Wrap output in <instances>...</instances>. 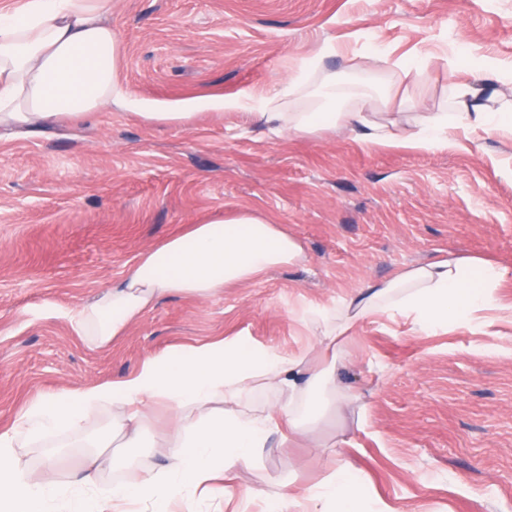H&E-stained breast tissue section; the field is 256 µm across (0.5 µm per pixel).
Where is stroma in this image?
Returning a JSON list of instances; mask_svg holds the SVG:
<instances>
[{
	"instance_id": "35a3bbf8",
	"label": "stroma",
	"mask_w": 512,
	"mask_h": 512,
	"mask_svg": "<svg viewBox=\"0 0 512 512\" xmlns=\"http://www.w3.org/2000/svg\"><path fill=\"white\" fill-rule=\"evenodd\" d=\"M116 77L128 108L31 130L0 129V428L31 398L132 373L147 355L244 334L295 348L288 313L327 302L448 253L504 268L512 303V140L480 136L454 152L370 148L340 132L274 135L256 101L318 71L414 88L420 112L448 105L450 77L512 88V0H112ZM349 54L321 55L324 43ZM413 66H367L373 50ZM318 59V71L302 70ZM458 59L449 70V59ZM187 108L183 125L141 115ZM256 211L303 243L305 264L222 297L162 299L112 345L75 336L71 312L111 287L137 258L193 224ZM451 330L431 336L382 320L365 325L341 382L361 407L317 427L319 447L276 448L240 487L285 491L350 460L358 512H512V344ZM24 448L23 466L65 480L84 461ZM157 425L134 453L112 449L111 486L162 464Z\"/></svg>"
}]
</instances>
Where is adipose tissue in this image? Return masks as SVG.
<instances>
[{
    "mask_svg": "<svg viewBox=\"0 0 512 512\" xmlns=\"http://www.w3.org/2000/svg\"><path fill=\"white\" fill-rule=\"evenodd\" d=\"M111 10L112 0H25L20 10L0 11L1 127H44L127 104L116 79ZM322 84L336 111H283L301 88L294 82L261 99L254 120L276 134L344 129L369 146L406 149L452 150L481 134L512 139V101L483 81H449L448 111L411 115L392 111V89L376 92L382 111L354 112L362 86L340 87L329 75ZM306 259L301 241L263 215L220 216L144 252L122 281L68 319L75 335L105 347L170 294L212 299ZM504 279L498 267L452 253L327 303L298 298L290 314L309 332L307 346L281 350L243 335L224 337L148 355L118 380L32 398L0 430V512H172L175 503L179 512H200L208 500L259 498V491L229 484L230 475L258 464L271 443L313 437L330 405L358 402L338 377L365 323L400 320L431 335L475 333L491 319L512 322V305L499 296ZM259 389L278 397L245 410L243 397ZM158 407L171 416L166 463L135 482L103 488L97 474L109 462L104 447H138L146 416ZM106 408L114 415L108 437L83 434L88 417ZM64 431L82 432L88 450L77 477L55 482L17 463V449ZM360 491L352 463L342 460L318 483L269 501L272 512H352Z\"/></svg>",
    "mask_w": 512,
    "mask_h": 512,
    "instance_id": "1",
    "label": "adipose tissue"
}]
</instances>
